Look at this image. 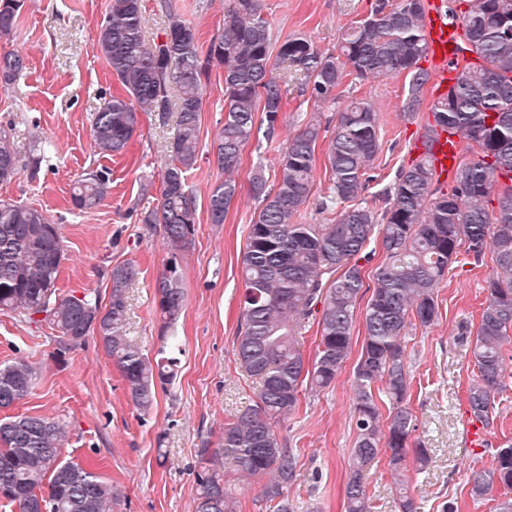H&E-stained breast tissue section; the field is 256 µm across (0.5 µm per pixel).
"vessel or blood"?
Segmentation results:
<instances>
[{"label":"vessel or blood","mask_w":512,"mask_h":512,"mask_svg":"<svg viewBox=\"0 0 512 512\" xmlns=\"http://www.w3.org/2000/svg\"><path fill=\"white\" fill-rule=\"evenodd\" d=\"M424 30L427 43L426 63L433 74L434 91L436 95L443 96L457 78L453 61L459 29L449 23L441 0H433L425 18ZM421 139L427 144L438 175L448 174L455 168L462 145L459 134L436 127L423 132Z\"/></svg>","instance_id":"vessel-or-blood-1"}]
</instances>
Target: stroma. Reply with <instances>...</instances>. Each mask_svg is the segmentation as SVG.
I'll return each mask as SVG.
<instances>
[{
    "mask_svg": "<svg viewBox=\"0 0 512 512\" xmlns=\"http://www.w3.org/2000/svg\"><path fill=\"white\" fill-rule=\"evenodd\" d=\"M375 0H261L274 40L307 37L322 51L336 50L342 31L365 16ZM197 29L201 43L222 30L225 0H173ZM108 0H26L15 33L0 37V55H25L26 68L11 83L0 82V124L10 125L17 154L47 148L50 162L23 169L0 182V200L42 210L61 225L66 258L58 288L82 294L109 291L112 265L136 261L141 275L128 292L125 333L144 353L162 345V321L154 302L155 280L169 258L180 266L185 307L175 330L181 347L177 375L157 394L148 412L128 399L116 367L98 337L62 353L47 324L0 313V365L23 359L36 370L35 385L11 414L43 415L63 422V459L91 466L120 495L119 512H195L197 451L217 446L226 423L255 404L259 386L236 357L239 299L243 289L240 254L260 208L249 192L257 161L275 176L279 150L311 113L332 119L337 105L299 96L298 74L283 85L284 123L272 141L249 142L235 179L240 191L223 223H211L208 195L224 174L212 143L224 123V72L213 69L200 115V149L188 182L196 197L192 243L172 252L160 231L140 218L160 202V165L175 133L174 114L140 113L127 149L100 154L91 132L95 112L122 87L94 49ZM404 77L347 83L344 98L363 97L381 114L377 178L364 194L380 208L377 194L403 165L415 159L410 145L430 115L402 112ZM105 168L110 190L86 212L71 203L72 186L83 173ZM491 253L460 254L437 293L438 317L428 327L412 323L405 339L411 372L410 409L416 418L411 446L426 448L428 461L407 458L405 487L417 512H494L493 498L471 496L472 472L490 467L496 449L512 440V382L495 395L496 418L483 447L468 444L465 389L473 375L470 340L486 299ZM364 339L355 322L351 353L335 384L303 392L296 412L277 431L298 458L297 478L288 490L291 512H344L348 460L355 444L353 370ZM371 512H401L397 482L386 456L368 468Z\"/></svg>",
    "mask_w": 512,
    "mask_h": 512,
    "instance_id": "35a3bbf8",
    "label": "stroma"
}]
</instances>
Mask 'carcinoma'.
I'll return each instance as SVG.
<instances>
[{
	"label": "carcinoma",
	"mask_w": 512,
	"mask_h": 512,
	"mask_svg": "<svg viewBox=\"0 0 512 512\" xmlns=\"http://www.w3.org/2000/svg\"><path fill=\"white\" fill-rule=\"evenodd\" d=\"M448 9L461 29L457 59L473 58L458 70L448 94L434 100V123L454 129L463 140L462 156L451 172L452 189L437 187L439 176L424 153L400 168L385 192L387 208L363 205L380 149V113L364 98L350 99L338 112L330 137L314 115L280 152L276 185L268 187L266 165L258 162L250 193L261 208L250 225L240 255L244 289L236 356L244 371L262 383L259 402L224 425L216 448H200L195 512H238V500L224 485V464L242 477H269L263 494L275 512H289L288 488L296 462L275 431L300 404L303 388L324 389L347 361L354 314L364 297L359 260L374 234L381 235L384 261L376 268L363 316L364 340L352 382L355 446L345 485V512H370L364 472L382 453L399 469L412 454L423 464L427 450L410 447L414 418L408 406L411 374L404 339L412 321L428 327L438 317L436 290L457 262L460 249L494 257L487 296L471 343L474 375L465 396L470 416L493 423L494 394L505 385L504 348L512 344V0H458ZM25 0H0V37L16 30ZM167 18L164 37L146 40L141 0H109L96 51L126 95L111 96L95 112L93 140L105 154L125 151L139 125V113H176L177 132L161 167L160 207L144 215L158 224L172 250L190 244L196 233V201L188 184L199 155L200 112L212 68L224 71V125L213 141L218 168L227 174L209 195L213 224L238 194L232 174L243 147L254 134L256 113H265L272 138L284 111L286 63L303 76L298 92L316 102L336 99V89L353 75L379 80L405 75L403 114L412 117L423 103L431 72L426 57L424 17L429 0H376L369 14L344 30L338 53L318 50L304 36L272 42L260 0H229L221 34L200 45L194 25L160 0ZM26 68L18 52L0 55V80L11 82ZM325 142L329 185L319 197L325 211L339 210L334 224H298L314 185L316 148ZM44 158L23 164L9 130L0 126V181L23 168L37 171ZM103 171L75 181L71 202L88 211L108 195ZM497 206H492V202ZM65 248L60 227L43 211L0 200V311L17 312L57 332L64 352L98 337L139 410H150L158 389L175 375L180 348L174 326L185 305L178 261L171 257L155 281L162 339L168 350L150 358L124 333L128 290L141 274L133 261L108 271V301L97 290L81 296L56 287ZM316 315L320 340L314 360L296 347L294 327ZM36 372L24 360L0 366V410L23 400ZM381 389H376V385ZM389 402L382 416L374 398ZM64 425L35 415L0 419V500L18 512H117L112 484L90 469L62 459ZM495 512H512V445L496 450L492 466L472 475L471 495L494 489Z\"/></svg>",
	"instance_id": "1"
}]
</instances>
